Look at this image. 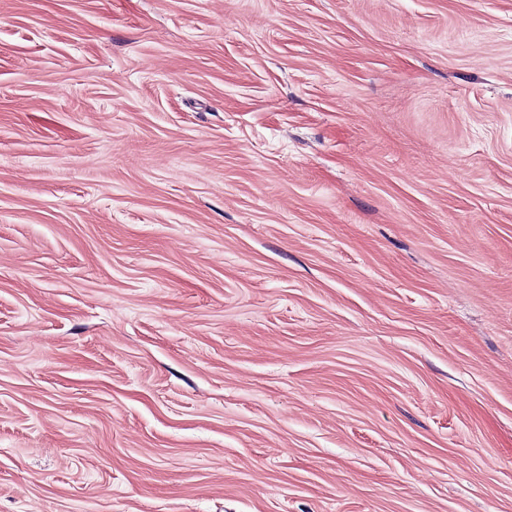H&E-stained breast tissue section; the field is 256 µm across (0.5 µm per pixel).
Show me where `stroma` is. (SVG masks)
I'll return each mask as SVG.
<instances>
[{"mask_svg":"<svg viewBox=\"0 0 512 512\" xmlns=\"http://www.w3.org/2000/svg\"><path fill=\"white\" fill-rule=\"evenodd\" d=\"M0 512H512V0H0Z\"/></svg>","mask_w":512,"mask_h":512,"instance_id":"35a3bbf8","label":"stroma"}]
</instances>
